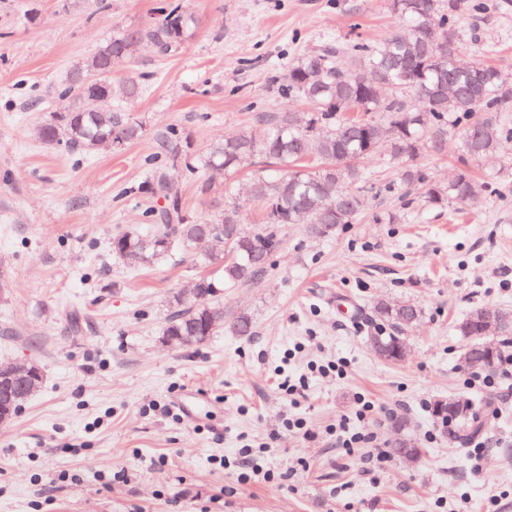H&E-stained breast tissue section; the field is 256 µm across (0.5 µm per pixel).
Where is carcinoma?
<instances>
[{
  "mask_svg": "<svg viewBox=\"0 0 512 512\" xmlns=\"http://www.w3.org/2000/svg\"><path fill=\"white\" fill-rule=\"evenodd\" d=\"M390 9L404 27L379 42H357L330 47L307 55L273 77L284 96L309 106L306 124L293 112H258L250 126L215 141L204 159L209 168L235 171L260 165L251 172L249 193L264 212L262 224L252 230L241 224L233 206L218 208L211 217L193 220L183 208L180 192L169 171H195L189 142L172 126L157 136L162 164L153 169L150 193L164 201L150 214L154 230L125 233L112 238V253L147 265L176 252L198 265L216 266L196 283L193 303L172 297L173 311L164 336L188 347L204 342L224 326V310L212 298L227 286L253 281L267 269L270 256L281 244L280 228L307 224L315 237H330L342 224H351L361 211L354 186L362 181L358 162L384 152L400 164L398 172L405 194L420 188V201L430 206L463 205L480 185L461 171L446 186L428 183L417 167L425 152L442 153L448 144V127H462L465 154L482 158L500 152L512 140V131L500 125L494 113L512 102V80L482 59L475 50L468 66L458 63L463 47L457 36L464 14L487 10L484 0H390ZM196 25L194 15L177 0H161L147 23L123 29L112 36L58 88L62 111L53 112L39 130L41 140L71 153L100 148L119 151L138 140L142 123L112 104V64L125 47L147 44L158 54L177 50ZM224 228V253L200 246L210 243L208 225ZM479 308L460 320L457 331L467 339L489 333L485 313ZM374 314L382 324L369 337L371 348L383 360L404 354L405 333L420 319L421 310L409 303L378 301ZM229 327L239 336L252 334L251 318L235 316ZM512 327L499 333L489 348L494 372L512 363ZM432 415L454 420L478 430L471 408L448 406L439 399Z\"/></svg>",
  "mask_w": 512,
  "mask_h": 512,
  "instance_id": "cac0c4a2",
  "label": "carcinoma"
}]
</instances>
